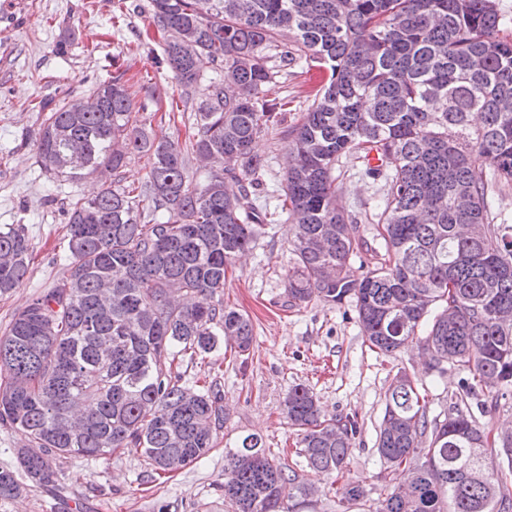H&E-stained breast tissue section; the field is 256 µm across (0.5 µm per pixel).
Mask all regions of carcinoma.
Masks as SVG:
<instances>
[{"label":"carcinoma","mask_w":512,"mask_h":512,"mask_svg":"<svg viewBox=\"0 0 512 512\" xmlns=\"http://www.w3.org/2000/svg\"><path fill=\"white\" fill-rule=\"evenodd\" d=\"M151 7L197 138L188 148L150 138L121 70L81 112L64 99L44 104V171L75 181L107 169L112 184L69 200L66 275L0 335V422L28 440L16 467L0 468V498L50 481L61 458L135 452L149 480L215 449L221 397L185 388L180 366L223 342L239 354L252 346L250 318L224 305L226 272L275 221L256 204L266 161L252 144L284 121L288 98L269 95L277 78L306 64L318 84L300 121L281 131L285 189L275 205L294 226L288 305L349 301L370 347L415 343L430 370L467 373L457 400L433 417L414 377L392 378L376 436L388 478L376 512H512V432L491 434L469 404L490 412L512 393V225L494 223L487 201L489 183L512 184V39L499 35L495 0ZM217 68L201 99L187 92ZM77 144L82 162L70 165ZM143 152L146 181L121 185V169ZM347 154L385 187L367 268L351 263L366 242L336 205ZM29 251L22 229L0 228L1 294L27 276ZM282 413L301 432L309 472L346 467L354 421L323 414L302 384ZM494 447L509 472L493 465ZM315 492L257 436L225 455L232 512H300Z\"/></svg>","instance_id":"carcinoma-1"}]
</instances>
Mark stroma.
Listing matches in <instances>:
<instances>
[{
	"label": "stroma",
	"mask_w": 512,
	"mask_h": 512,
	"mask_svg": "<svg viewBox=\"0 0 512 512\" xmlns=\"http://www.w3.org/2000/svg\"><path fill=\"white\" fill-rule=\"evenodd\" d=\"M126 15L113 17L112 0H0V226L19 224L31 243L26 279L0 294V331L13 316L64 275L67 259L66 201L89 198L102 176L78 183L49 178L38 162L37 133L42 100L85 96L115 68L149 77L161 97L178 95L173 74L160 67L162 39L151 20V0H125ZM254 154L268 167L258 196L282 189L285 144L275 130L260 134ZM343 186L337 203L358 217V232L371 238L365 212L381 201L382 182L363 176L354 157L342 158ZM286 217L266 225L247 255L227 270L224 302L249 315L254 342L248 355L227 350L217 377L224 427L206 457L162 484H144L139 454L117 453L96 460H57L54 482L0 499V512H231L224 500V455L248 434L283 449L287 465L301 469L299 437L281 414L289 388L308 386L327 416H349L359 424L343 472L317 476L315 512H356L342 500L347 481L365 485L368 512H375L385 484L376 452V432L386 390L398 370L419 379L430 414L445 410L459 391L461 371L431 375L428 361L410 348L392 354L370 349L350 304L311 301L289 307L285 294L294 262Z\"/></svg>",
	"instance_id": "1"
}]
</instances>
